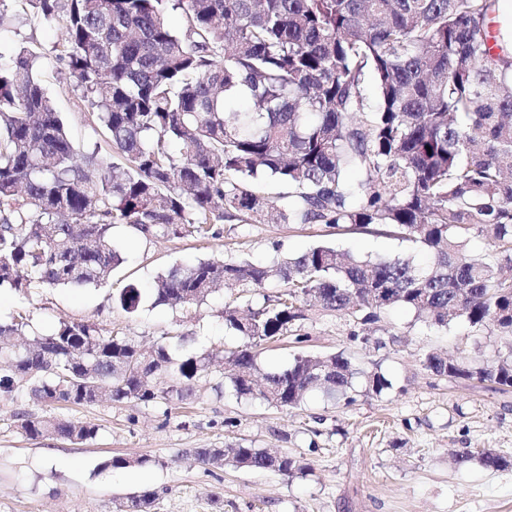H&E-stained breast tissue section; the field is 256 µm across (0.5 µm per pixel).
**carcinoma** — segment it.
Returning <instances> with one entry per match:
<instances>
[{"instance_id":"obj_1","label":"carcinoma","mask_w":512,"mask_h":512,"mask_svg":"<svg viewBox=\"0 0 512 512\" xmlns=\"http://www.w3.org/2000/svg\"><path fill=\"white\" fill-rule=\"evenodd\" d=\"M60 18L67 62L122 169L82 153L26 47L0 66V287L85 288L125 262L112 227L145 236L215 235L218 221L323 224L387 235L429 255L373 257L313 246L269 265L201 260L150 284L155 304L192 308L222 282L280 290L224 306V326L244 342L197 355L176 334L146 355L94 322H61L19 352L0 347V395L45 404L184 403L193 381L229 363L238 397L296 408L312 393L346 405L358 389L392 382L342 352H298L261 372L258 347L293 337L305 306L348 315L369 342L378 314L406 309L437 327L454 318L512 334V41L485 39L500 0H29ZM184 16L172 27L170 13ZM177 141L182 149L170 150ZM487 242L481 261L468 256ZM384 289V302L368 298ZM143 288L129 282L113 304L134 315ZM27 314L0 322V339L24 336ZM428 350L440 377L512 387V349L492 363ZM263 373L264 389L255 386ZM168 373L165 391L153 381ZM30 438L84 442L96 426L17 415ZM205 468L231 465L294 477L302 460L263 448H195ZM491 470L509 462L483 450L457 457ZM153 491L119 512H151Z\"/></svg>"}]
</instances>
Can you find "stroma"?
Here are the masks:
<instances>
[{
  "mask_svg": "<svg viewBox=\"0 0 512 512\" xmlns=\"http://www.w3.org/2000/svg\"><path fill=\"white\" fill-rule=\"evenodd\" d=\"M16 28L0 33V65L19 47L40 56V77L82 151L114 161L111 145L89 112L76 80L57 50L66 38L58 20L37 17L14 0ZM216 237L146 236L114 225L112 239L125 262L112 285L87 288L34 287L27 293L0 288V321L21 309L34 331L50 333L60 321H93L149 349L183 333L191 353L239 344L224 327V306L243 296L262 301L275 286H227L200 307L186 311L158 305L146 295L135 315L112 303V290L129 281L148 284L159 273L200 259L244 258L271 262L316 243L381 254L412 252L408 243L321 224H220ZM297 327L304 343L269 342L260 364L283 368L300 351L345 352L367 370L380 369L392 382L382 396L357 395L352 405L315 395L296 409L280 410L256 399L218 389L216 375L194 381L185 404L138 401L91 406L47 405L26 397L0 398V512H113L129 494L157 492L154 512H512V387L472 379L448 380L424 369L430 349L456 356L467 352L493 360L512 346L495 328L476 332L464 320L437 328L413 312H382L374 324L381 348L356 337L351 318L315 306L304 309ZM61 416L98 428L95 440L31 439L16 416ZM253 446L301 457L306 476L227 465L205 469L195 448ZM490 449L508 469L492 471L458 455ZM142 459L136 468H113L112 457Z\"/></svg>",
  "mask_w": 512,
  "mask_h": 512,
  "instance_id": "35a3bbf8",
  "label": "stroma"
}]
</instances>
